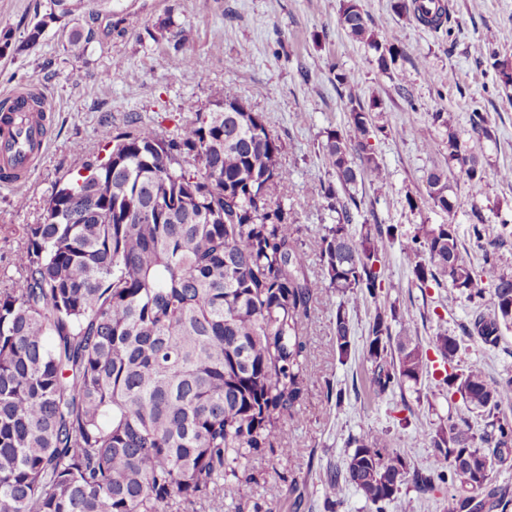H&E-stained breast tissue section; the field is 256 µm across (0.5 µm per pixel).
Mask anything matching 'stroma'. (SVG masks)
Returning <instances> with one entry per match:
<instances>
[{
	"label": "stroma",
	"mask_w": 512,
	"mask_h": 512,
	"mask_svg": "<svg viewBox=\"0 0 512 512\" xmlns=\"http://www.w3.org/2000/svg\"><path fill=\"white\" fill-rule=\"evenodd\" d=\"M341 0H92L85 13L49 27L40 43L16 56H0V93L31 87L53 106L43 158L20 186H0V287L15 273L23 225L41 220L56 184L68 181L85 164L106 153L104 127L126 131L138 121H153L159 131H174L184 106L211 111L232 85L253 111L263 113L281 144L280 162L291 172L282 202L288 220L301 228L302 248L311 273L321 271L317 241L335 214L309 205L328 182L321 144L326 129L344 128L350 96L378 101L373 116L382 133L371 140L386 169L384 196L370 187L357 191L364 216L413 233L421 224H451L474 263L484 250L472 235L483 218L490 235L512 227V181L501 179L512 167V100L493 61L512 66V0H447L451 29L433 31L398 14L393 0H360L376 34H396L399 52L381 71L371 50L341 27ZM49 10V0H0V30L20 41ZM191 29L189 43L177 45L174 26ZM89 34L83 58L67 50L74 30ZM190 55L192 68L178 64ZM121 69H113L114 60ZM349 76L336 81L337 70ZM486 114L496 141L475 137L468 145L485 171L481 193H473L465 174L450 182L455 208L444 212L429 201L426 177L448 154L447 132L433 113L450 115L466 129L470 112ZM381 288L376 302L341 300L325 289L308 320V368L312 378L288 442L293 457H256L255 481L237 496L234 481L210 512H325L328 480L343 465L349 436L365 430L389 432L412 466L446 469L430 446V433L448 417L464 416L474 434L486 421L468 412L460 396H448L431 375L421 391L380 398L370 394L364 342L375 304H397L414 319L421 345L438 332L458 337L459 369L481 367L487 378L512 376V329L500 349L489 350L464 336L474 306L449 283L418 287L398 245L382 246ZM344 306L354 349L349 358L336 350L335 315ZM455 490L442 481L420 490L404 483L386 512H446Z\"/></svg>",
	"instance_id": "stroma-1"
}]
</instances>
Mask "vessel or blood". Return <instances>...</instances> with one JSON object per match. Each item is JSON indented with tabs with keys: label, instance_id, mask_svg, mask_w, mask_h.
<instances>
[{
	"label": "vessel or blood",
	"instance_id": "vessel-or-blood-1",
	"mask_svg": "<svg viewBox=\"0 0 512 512\" xmlns=\"http://www.w3.org/2000/svg\"><path fill=\"white\" fill-rule=\"evenodd\" d=\"M8 111L0 113V182L10 184L25 176L43 156L47 130L28 90L7 93Z\"/></svg>",
	"mask_w": 512,
	"mask_h": 512
}]
</instances>
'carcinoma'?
<instances>
[{
    "instance_id": "carcinoma-1",
    "label": "carcinoma",
    "mask_w": 512,
    "mask_h": 512,
    "mask_svg": "<svg viewBox=\"0 0 512 512\" xmlns=\"http://www.w3.org/2000/svg\"><path fill=\"white\" fill-rule=\"evenodd\" d=\"M87 0H50L49 12L20 44L0 33V55L39 43L44 30L79 15ZM400 14L440 29L444 0H396ZM342 27L376 54L382 71L395 62L397 37L369 29L358 0H342ZM90 36H69L68 52L85 55ZM165 135L150 123L115 136L108 155L87 174L55 190L40 222L23 228L16 276L0 288V512H205L223 498L224 482L254 480L247 463L269 452L289 456L288 418L310 375L307 327L326 287L352 299L376 298L379 245L398 243L419 286L446 281L475 303L491 292L494 311L475 310L464 335L499 347L512 327V276L494 254L476 267L452 224H421L414 234L394 224L362 222L357 187L384 193L386 171L369 139L377 102L349 96L347 128L324 131L328 175L311 203L336 213L320 238L325 274L309 273L300 227L288 223L279 197L290 179L281 145L263 115L228 86L215 105ZM446 167L426 178L428 199L451 212L448 170L465 173L478 192L483 170L462 132L443 113ZM469 132L492 139L485 114L473 111ZM401 334L393 336V328ZM413 320L395 304L378 305L365 340L370 384L378 395L429 377L428 352L407 335ZM442 383L468 410L487 419L480 436L448 419L430 433L448 460V484L462 512L492 481L512 421L500 416L512 377L490 381L454 365L459 342L438 332ZM336 348L352 351L343 305L336 309ZM326 491L340 506V482L384 512L407 480L432 486L430 471L412 467L389 434L364 431Z\"/></svg>"
}]
</instances>
